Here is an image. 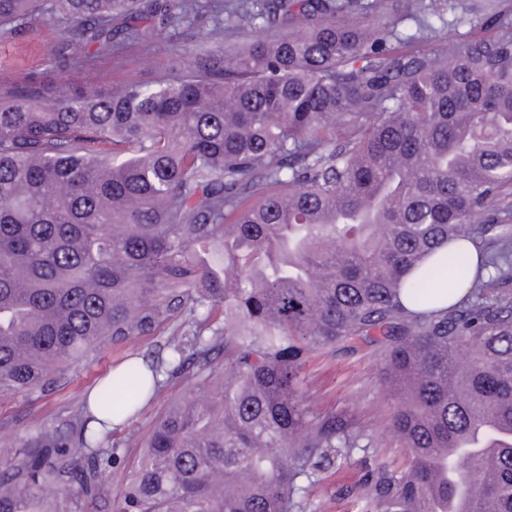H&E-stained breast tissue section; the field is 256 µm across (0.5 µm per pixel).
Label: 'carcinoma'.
I'll return each mask as SVG.
<instances>
[{"mask_svg": "<svg viewBox=\"0 0 512 512\" xmlns=\"http://www.w3.org/2000/svg\"><path fill=\"white\" fill-rule=\"evenodd\" d=\"M414 5L0 0V42L42 19L60 73L0 67V398L187 317L96 391L131 419L144 370L183 381L113 512H305L356 452L358 512H451L460 489L467 512H512V0ZM163 32L194 49L151 84L61 76ZM459 240L476 274L465 249L423 265ZM446 276L472 280L458 303L403 306ZM357 341L383 352L392 461L302 391L310 354ZM92 419L0 448V512H61L65 477L92 489L115 464Z\"/></svg>", "mask_w": 512, "mask_h": 512, "instance_id": "carcinoma-1", "label": "carcinoma"}]
</instances>
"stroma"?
I'll list each match as a JSON object with an SVG mask.
<instances>
[{"label": "stroma", "instance_id": "1", "mask_svg": "<svg viewBox=\"0 0 512 512\" xmlns=\"http://www.w3.org/2000/svg\"><path fill=\"white\" fill-rule=\"evenodd\" d=\"M188 59V50L163 33L150 46L132 47L99 69L75 71L70 78L75 82L102 84L150 83L162 70L183 67ZM177 323V318H169L153 333L129 341L105 339L90 358L55 376L50 385L0 400V436L24 440L35 424L47 431L75 428L83 416V402L95 383L127 358L143 357L156 351L166 332ZM380 362L379 350L367 345L324 350L308 359L304 367V388L314 409L333 408L355 415L358 424L374 436L380 454L391 457L398 451L389 428L394 402L380 378ZM180 392L179 379L168 381L138 415L112 431L108 446L119 458V465L101 474L98 498H91L80 485H65L61 497L64 512H112L113 500L126 483L128 467L139 453L138 448L129 445L128 432L147 434ZM368 468V463L357 453L340 470L324 473L323 486L315 492L309 512H344L345 504L340 499L342 488L362 484Z\"/></svg>", "mask_w": 512, "mask_h": 512}]
</instances>
